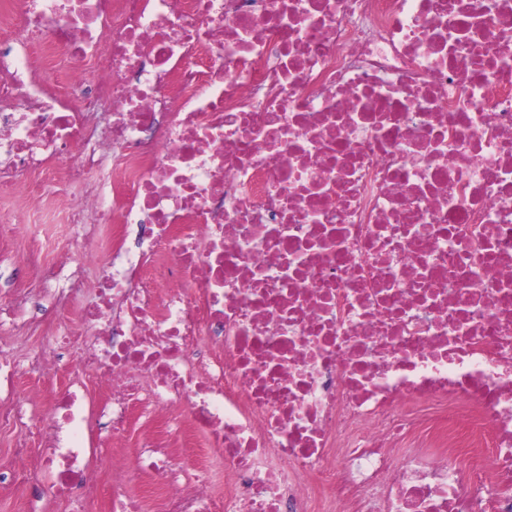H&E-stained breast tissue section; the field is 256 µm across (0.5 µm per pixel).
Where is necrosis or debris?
Instances as JSON below:
<instances>
[{"label": "necrosis or debris", "instance_id": "1", "mask_svg": "<svg viewBox=\"0 0 512 512\" xmlns=\"http://www.w3.org/2000/svg\"><path fill=\"white\" fill-rule=\"evenodd\" d=\"M10 32L0 192L39 172L99 299L31 365L75 352L114 445L107 490L69 384L17 478L512 512V0H0Z\"/></svg>", "mask_w": 512, "mask_h": 512}]
</instances>
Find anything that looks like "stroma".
Instances as JSON below:
<instances>
[{"label": "stroma", "mask_w": 512, "mask_h": 512, "mask_svg": "<svg viewBox=\"0 0 512 512\" xmlns=\"http://www.w3.org/2000/svg\"><path fill=\"white\" fill-rule=\"evenodd\" d=\"M0 209L14 218L8 234L0 236V307L11 310L19 325L14 332L0 331V362L13 373L10 382L0 385V399L20 402L32 388H41L44 398L33 420L46 422L55 393L81 368L70 361L58 372L32 373L26 364L35 353L51 350L53 336L69 326L76 308L92 303L87 291L75 294L69 310L56 307L55 297L74 280L91 283L94 270L84 262V242L65 235L59 225L30 223L27 196L0 197ZM31 247L37 248L39 263L17 264L15 252ZM16 436V430L0 429V512H70L68 501L52 491L32 486L23 490L11 481L10 449Z\"/></svg>", "instance_id": "stroma-1"}]
</instances>
